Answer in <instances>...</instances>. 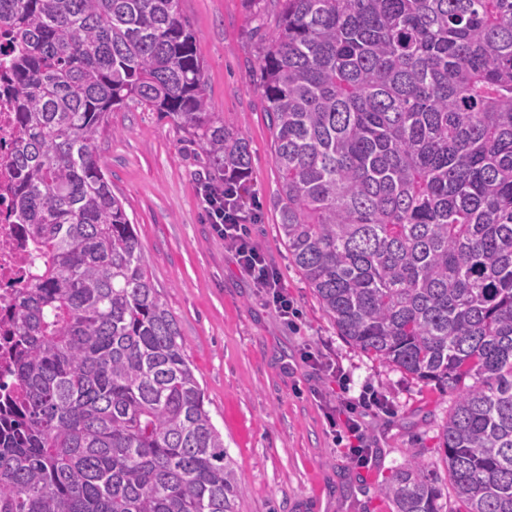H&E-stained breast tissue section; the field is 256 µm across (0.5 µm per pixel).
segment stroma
<instances>
[{
  "instance_id": "stroma-1",
  "label": "stroma",
  "mask_w": 512,
  "mask_h": 512,
  "mask_svg": "<svg viewBox=\"0 0 512 512\" xmlns=\"http://www.w3.org/2000/svg\"><path fill=\"white\" fill-rule=\"evenodd\" d=\"M267 0H181L196 35L206 97L225 124L247 138V202L259 218L246 230L293 299L295 323L280 318L209 224L199 199L212 179L207 158L171 118L131 102L114 111L94 145L125 205L149 278L176 317L185 353L237 473L239 512H390L381 487L420 458L444 471L438 434L450 399L433 385L374 360L338 336L279 233V172L258 85L256 15ZM329 360L351 395L371 386L388 412L363 417L368 466L351 463L328 415L335 383L314 370Z\"/></svg>"
}]
</instances>
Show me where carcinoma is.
Masks as SVG:
<instances>
[{
	"label": "carcinoma",
	"mask_w": 512,
	"mask_h": 512,
	"mask_svg": "<svg viewBox=\"0 0 512 512\" xmlns=\"http://www.w3.org/2000/svg\"><path fill=\"white\" fill-rule=\"evenodd\" d=\"M259 86L279 232L339 334L453 396L441 474L393 512H512V0H277ZM17 48L16 395L0 512H238L224 438L93 146L134 101L222 181L248 141L210 112L180 0H0Z\"/></svg>",
	"instance_id": "obj_1"
}]
</instances>
